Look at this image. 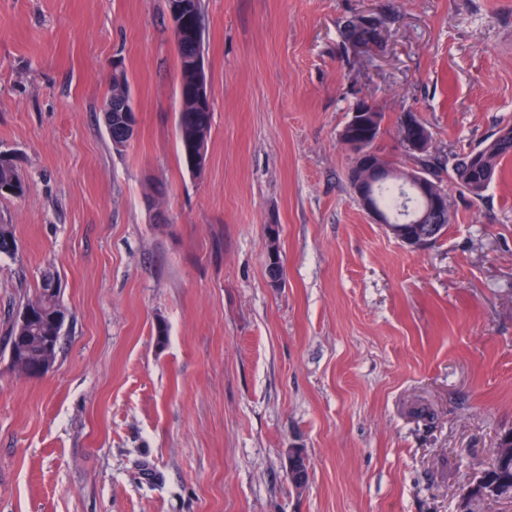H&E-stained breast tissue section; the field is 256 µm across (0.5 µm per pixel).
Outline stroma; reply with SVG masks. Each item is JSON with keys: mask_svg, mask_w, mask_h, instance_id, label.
<instances>
[{"mask_svg": "<svg viewBox=\"0 0 512 512\" xmlns=\"http://www.w3.org/2000/svg\"><path fill=\"white\" fill-rule=\"evenodd\" d=\"M203 13L196 178L166 0H0V150L27 185L0 197L17 239L0 257V512H456L512 428V158L483 200L450 191L451 223L416 250L362 210L339 134L361 101L392 159L407 112L443 155L512 126V0ZM365 13L375 43L345 45L342 20ZM116 60L138 116L121 152L101 120ZM47 271L70 319L28 380L6 341ZM190 67L194 99L189 106L177 112V144L187 171L199 177L206 166L208 141L212 127L211 105L202 112L210 100L204 58L198 56ZM203 149V152L201 150ZM196 174V175H194ZM289 476L296 488L304 487L308 482L309 463L302 449L293 448L288 453Z\"/></svg>", "mask_w": 512, "mask_h": 512, "instance_id": "1", "label": "stroma"}]
</instances>
